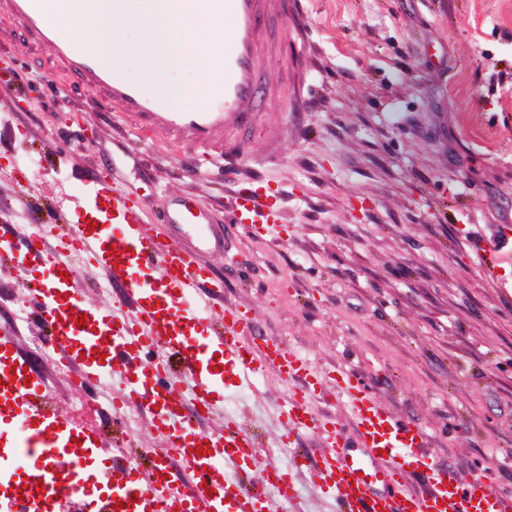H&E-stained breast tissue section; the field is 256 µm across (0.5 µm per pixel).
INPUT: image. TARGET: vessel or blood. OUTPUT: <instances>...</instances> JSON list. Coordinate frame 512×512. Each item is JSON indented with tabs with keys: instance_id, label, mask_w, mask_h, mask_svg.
Returning <instances> with one entry per match:
<instances>
[{
	"instance_id": "b4317fda",
	"label": "vessel or blood",
	"mask_w": 512,
	"mask_h": 512,
	"mask_svg": "<svg viewBox=\"0 0 512 512\" xmlns=\"http://www.w3.org/2000/svg\"><path fill=\"white\" fill-rule=\"evenodd\" d=\"M205 11L229 20L224 48L212 62L211 94L205 105L171 109L164 96L145 82L111 75L96 47L67 34L61 21L50 20L39 0H0V35L20 26L48 60L78 74L92 92L119 104L123 119L146 134L163 131L173 149H197L236 164L250 149L246 132L261 105H276L278 89L264 82L257 50L268 42L263 24L280 9L279 0H202ZM88 200L76 206L71 236L87 264L105 271L126 290L130 311L114 305L94 306L74 292L73 265L63 245L48 246L53 225H41L16 262L27 269L38 260L46 274L28 298L63 358L84 384L104 369L119 377L114 404L136 407L150 418L155 448L149 468L130 461L113 463L106 472L107 512H278L294 500V486L269 497L252 474L261 466L257 445L234 414L213 399L224 376L247 383L275 368L293 393L279 406L277 421L285 433L319 431L325 449L312 474L333 498L336 512H512V493H489L481 477L457 476L432 463L427 435L417 425L384 409L350 375L335 378L356 425L348 437L318 417L312 401L320 383L310 364L277 341L248 343V312L221 305L224 279L209 259L224 256L237 227L257 236L281 225V208L263 187H242L223 214L195 195L175 192L163 202L160 234L149 232L141 215L148 205L139 187L92 176ZM110 212L111 225L90 226L91 218ZM16 330L0 328V422L22 419L17 444L1 457L28 453L48 456L27 476L28 484L50 488L46 503L53 512L71 488L76 460L99 447L95 434L66 425L62 414L41 407V377L11 355ZM221 416L218 426H192V412ZM423 479L409 489L410 475Z\"/></svg>"
}]
</instances>
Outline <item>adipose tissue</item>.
Here are the masks:
<instances>
[{"label": "adipose tissue", "instance_id": "1", "mask_svg": "<svg viewBox=\"0 0 512 512\" xmlns=\"http://www.w3.org/2000/svg\"><path fill=\"white\" fill-rule=\"evenodd\" d=\"M57 14L68 17L77 30H99L100 53L142 67L144 59L164 62L170 77L159 84L160 92L176 107L193 106L188 88L178 83L187 65H194L199 80H208L212 58L223 50V38L208 39L193 29L206 22L209 28L224 29L226 22L187 7L184 0H133L128 8H117L113 0H100L89 17L73 14L70 0H54Z\"/></svg>", "mask_w": 512, "mask_h": 512}]
</instances>
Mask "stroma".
Returning a JSON list of instances; mask_svg holds the SVG:
<instances>
[{"label": "stroma", "mask_w": 512, "mask_h": 512, "mask_svg": "<svg viewBox=\"0 0 512 512\" xmlns=\"http://www.w3.org/2000/svg\"><path fill=\"white\" fill-rule=\"evenodd\" d=\"M273 22L282 55L259 52L284 87L262 111L277 128L239 161L238 185L263 181L281 197L282 227L242 229L228 250L224 303L249 311L257 335L308 359L321 376L345 372L377 401L427 434L433 462L463 477L483 474L491 492L512 489V0H301ZM0 164L48 158L33 181L0 179L7 223L0 239L22 251L36 223L62 205L58 180L80 190L98 164L143 185L146 223L162 198L186 190L225 201L224 163L163 147L162 132L136 141L117 106L47 62L22 33L0 40ZM41 81L30 84V72ZM498 241L494 277L476 241ZM43 326L17 327L14 353L50 386L74 396L55 362L37 356ZM225 411L277 438L275 411L290 394L275 370L253 387L224 380ZM99 436L135 453L153 447L146 417L113 421ZM286 447L295 474L293 512H332L310 472L322 452L312 431Z\"/></svg>", "instance_id": "obj_1"}]
</instances>
